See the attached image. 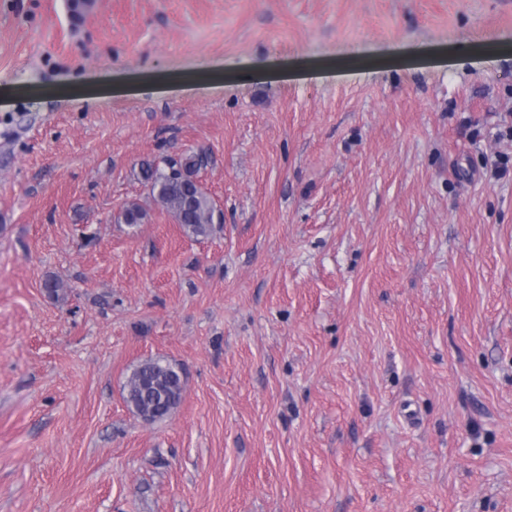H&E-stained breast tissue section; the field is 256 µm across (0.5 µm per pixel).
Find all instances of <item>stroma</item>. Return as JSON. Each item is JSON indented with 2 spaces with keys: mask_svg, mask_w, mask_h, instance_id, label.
<instances>
[{
  "mask_svg": "<svg viewBox=\"0 0 512 512\" xmlns=\"http://www.w3.org/2000/svg\"><path fill=\"white\" fill-rule=\"evenodd\" d=\"M510 42L512 0H0V512H512ZM192 152L203 240L138 177ZM156 384L160 387L166 401L161 403L163 395L157 392L155 404L156 420L166 418L181 402L184 385L182 375L176 364L164 358L147 360L136 366L126 379L123 387V400L127 407L137 415V411L153 404L152 394L146 389Z\"/></svg>",
  "mask_w": 512,
  "mask_h": 512,
  "instance_id": "obj_1",
  "label": "stroma"
}]
</instances>
